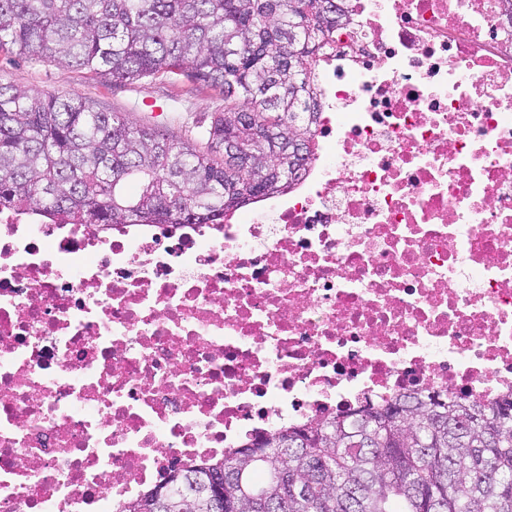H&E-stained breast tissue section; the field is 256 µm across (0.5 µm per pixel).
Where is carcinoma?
<instances>
[{"instance_id": "obj_1", "label": "carcinoma", "mask_w": 512, "mask_h": 512, "mask_svg": "<svg viewBox=\"0 0 512 512\" xmlns=\"http://www.w3.org/2000/svg\"><path fill=\"white\" fill-rule=\"evenodd\" d=\"M336 0H0V50L117 85L211 88L224 110L199 147L79 95L0 80V208L52 224H207L282 193L309 155L308 60L336 32ZM243 148L224 160V144ZM304 146L296 171L290 145ZM215 507L169 484L127 512H512V402L407 398L279 433L185 471Z\"/></svg>"}]
</instances>
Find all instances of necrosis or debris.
<instances>
[{"label":"necrosis or debris","instance_id":"1","mask_svg":"<svg viewBox=\"0 0 512 512\" xmlns=\"http://www.w3.org/2000/svg\"><path fill=\"white\" fill-rule=\"evenodd\" d=\"M346 2L284 193L210 224L0 211V512H122L403 396L512 400V6Z\"/></svg>","mask_w":512,"mask_h":512}]
</instances>
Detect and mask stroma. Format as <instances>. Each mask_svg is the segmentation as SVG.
<instances>
[{
    "label": "stroma",
    "mask_w": 512,
    "mask_h": 512,
    "mask_svg": "<svg viewBox=\"0 0 512 512\" xmlns=\"http://www.w3.org/2000/svg\"><path fill=\"white\" fill-rule=\"evenodd\" d=\"M0 78L47 94H78L132 122L183 136L208 124L224 100L212 90L195 91L183 83L140 80L115 85L84 70L50 62H30L0 52Z\"/></svg>",
    "instance_id": "stroma-1"
}]
</instances>
